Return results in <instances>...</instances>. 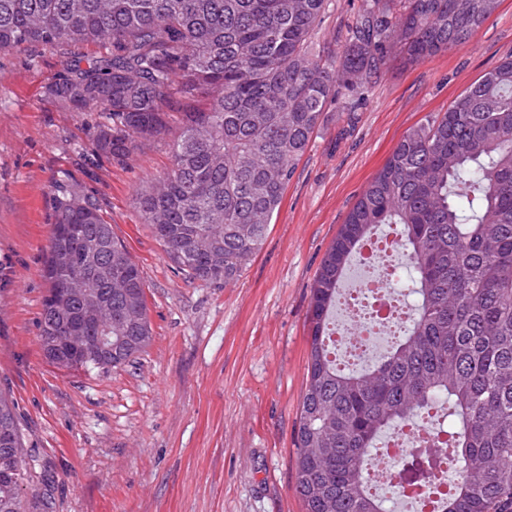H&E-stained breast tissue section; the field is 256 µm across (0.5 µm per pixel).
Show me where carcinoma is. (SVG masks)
Segmentation results:
<instances>
[{
    "mask_svg": "<svg viewBox=\"0 0 512 512\" xmlns=\"http://www.w3.org/2000/svg\"><path fill=\"white\" fill-rule=\"evenodd\" d=\"M501 0H363L336 44L315 40L332 0H0V50L110 42L112 53L71 64L49 94L102 121L106 158L178 134L171 167L137 207L172 262L207 284L238 280L262 249L288 182L340 93L352 111L400 50L418 62L467 42ZM206 100L201 110L183 101ZM46 247L39 320L45 358L59 368L109 369L152 339L140 268L96 201L59 192ZM383 225L395 226L414 274L416 303L402 334L367 369L336 360L332 329L346 270ZM112 285L128 282L112 342L129 353L102 364L51 346L76 323L51 293L88 243ZM307 384L299 405L294 491L304 512H386L368 462L389 429L435 411L436 436L403 459L408 485L429 489L445 467L459 477L435 512H512V54L442 114L410 129L370 179L327 250L308 313ZM23 466L0 479V512L28 509L29 454L0 398V433Z\"/></svg>",
    "mask_w": 512,
    "mask_h": 512,
    "instance_id": "obj_1",
    "label": "carcinoma"
}]
</instances>
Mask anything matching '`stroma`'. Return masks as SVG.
I'll return each instance as SVG.
<instances>
[{
  "label": "stroma",
  "mask_w": 512,
  "mask_h": 512,
  "mask_svg": "<svg viewBox=\"0 0 512 512\" xmlns=\"http://www.w3.org/2000/svg\"><path fill=\"white\" fill-rule=\"evenodd\" d=\"M110 51H0V394L35 459L30 490L53 512H304L294 432L324 255L402 136L512 53V0L465 44L415 63L391 54L355 112L329 106L261 251L227 284L177 269L137 209L170 165L167 140L99 156L98 112L47 97L67 64ZM64 185L96 200L142 272L152 340L115 368L62 369L40 348L44 251Z\"/></svg>",
  "instance_id": "obj_1"
}]
</instances>
